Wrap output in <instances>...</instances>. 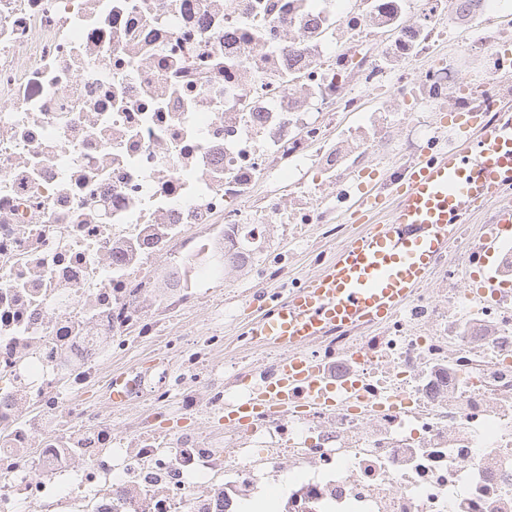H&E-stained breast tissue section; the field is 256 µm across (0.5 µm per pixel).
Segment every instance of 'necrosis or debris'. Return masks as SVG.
Instances as JSON below:
<instances>
[{
    "mask_svg": "<svg viewBox=\"0 0 512 512\" xmlns=\"http://www.w3.org/2000/svg\"><path fill=\"white\" fill-rule=\"evenodd\" d=\"M512 106V0H0V512H512V185L383 324L245 332ZM297 385L243 424L287 357Z\"/></svg>",
    "mask_w": 512,
    "mask_h": 512,
    "instance_id": "obj_1",
    "label": "necrosis or debris"
}]
</instances>
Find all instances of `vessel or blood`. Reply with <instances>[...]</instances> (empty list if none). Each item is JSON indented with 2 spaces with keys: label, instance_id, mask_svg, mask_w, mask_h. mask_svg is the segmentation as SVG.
<instances>
[{
  "label": "vessel or blood",
  "instance_id": "vessel-or-blood-1",
  "mask_svg": "<svg viewBox=\"0 0 512 512\" xmlns=\"http://www.w3.org/2000/svg\"><path fill=\"white\" fill-rule=\"evenodd\" d=\"M506 182H512V119L462 137L435 163L414 166L398 190L392 219L351 240L303 292L255 317L252 330L288 350L330 324L382 319L426 277L469 204ZM308 378L300 361L287 362L260 399L285 408L289 382Z\"/></svg>",
  "mask_w": 512,
  "mask_h": 512
}]
</instances>
